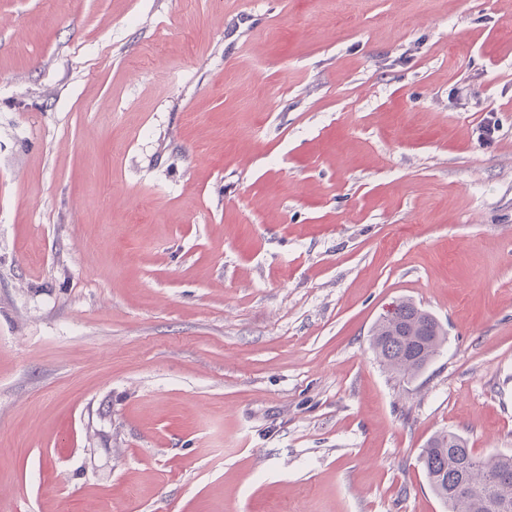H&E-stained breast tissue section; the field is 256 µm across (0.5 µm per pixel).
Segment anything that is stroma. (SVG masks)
Wrapping results in <instances>:
<instances>
[{"label": "stroma", "mask_w": 512, "mask_h": 512, "mask_svg": "<svg viewBox=\"0 0 512 512\" xmlns=\"http://www.w3.org/2000/svg\"><path fill=\"white\" fill-rule=\"evenodd\" d=\"M445 430L512 454V0H0V512H446ZM445 339L443 326L432 314L402 300L375 324L370 345L386 370L413 379L426 369Z\"/></svg>", "instance_id": "stroma-1"}]
</instances>
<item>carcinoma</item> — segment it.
<instances>
[{
    "instance_id": "carcinoma-1",
    "label": "carcinoma",
    "mask_w": 512,
    "mask_h": 512,
    "mask_svg": "<svg viewBox=\"0 0 512 512\" xmlns=\"http://www.w3.org/2000/svg\"><path fill=\"white\" fill-rule=\"evenodd\" d=\"M446 339L439 321L409 300L396 303L394 312L383 315L373 328L371 349L388 371L413 379L437 355ZM468 447L464 437L453 431L432 436L422 448L419 460L425 477L448 512H512V455L469 453V464L462 467L464 454L448 447Z\"/></svg>"
}]
</instances>
